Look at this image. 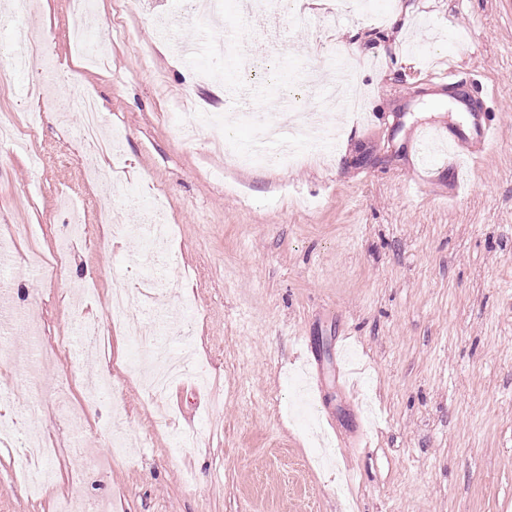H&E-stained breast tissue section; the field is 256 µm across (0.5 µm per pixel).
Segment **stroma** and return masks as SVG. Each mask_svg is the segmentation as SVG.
I'll list each match as a JSON object with an SVG mask.
<instances>
[{"label": "stroma", "mask_w": 512, "mask_h": 512, "mask_svg": "<svg viewBox=\"0 0 512 512\" xmlns=\"http://www.w3.org/2000/svg\"><path fill=\"white\" fill-rule=\"evenodd\" d=\"M120 2L96 0L95 38L111 49L99 67L69 38L68 0H34L18 25L0 6V122L36 108L30 75L3 71L23 26L48 36L43 77L58 97L90 90L105 126L125 134L120 156L102 160L108 184L85 183L84 150L53 115L27 148L0 144V237L19 302L41 312L38 334L19 324L0 345V386L51 445L75 440L109 462L78 482L70 460L47 459L55 478L29 498L0 451V512H53L69 495L112 512H512V0H353L332 23L333 0H296L275 15L233 7L218 25L189 0L122 14ZM355 34L360 54L339 74V45ZM216 41L238 76L200 81L181 47ZM450 66L486 87L499 135L481 156L461 147L424 166L416 133L461 127L430 98L431 73ZM312 72L347 77L363 102L334 104L325 156L228 167L175 133L221 113L230 137L255 142ZM157 191L177 258L166 272L96 216L108 202L140 223V199ZM69 202L88 211L87 236L42 277L28 256L66 233ZM116 278L152 282V314L144 336L105 330L101 399L88 394L77 321L104 319ZM184 297L199 316L183 336L161 317ZM155 344L191 356L164 421L131 366ZM308 352L322 362L320 394L301 374ZM358 420L371 448L341 447L337 432ZM118 430L129 441L119 455L108 444Z\"/></svg>", "instance_id": "obj_1"}]
</instances>
